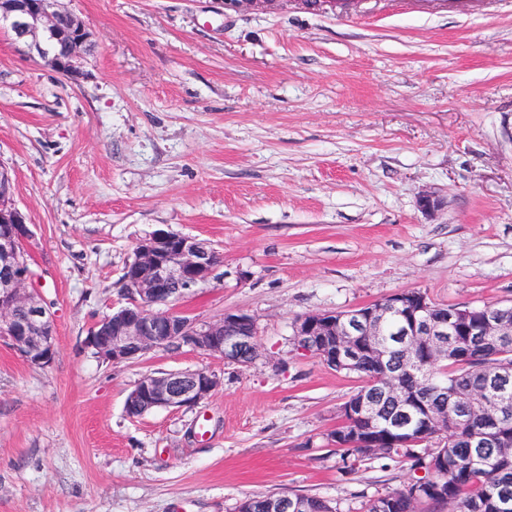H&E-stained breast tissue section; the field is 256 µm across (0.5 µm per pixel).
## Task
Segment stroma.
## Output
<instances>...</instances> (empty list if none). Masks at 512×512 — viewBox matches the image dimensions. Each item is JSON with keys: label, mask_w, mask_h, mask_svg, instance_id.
<instances>
[{"label": "stroma", "mask_w": 512, "mask_h": 512, "mask_svg": "<svg viewBox=\"0 0 512 512\" xmlns=\"http://www.w3.org/2000/svg\"><path fill=\"white\" fill-rule=\"evenodd\" d=\"M358 2L347 19L300 0H63L92 34L75 81L0 32V165L57 347L43 368L0 339V512H233L281 491L361 512L407 484L403 459L344 472L327 435L361 381L297 351L291 323L410 289L512 304V4ZM157 230L219 255L173 309L254 314L252 364L85 348ZM195 370L221 380L201 405L127 415L145 375Z\"/></svg>", "instance_id": "1"}]
</instances>
